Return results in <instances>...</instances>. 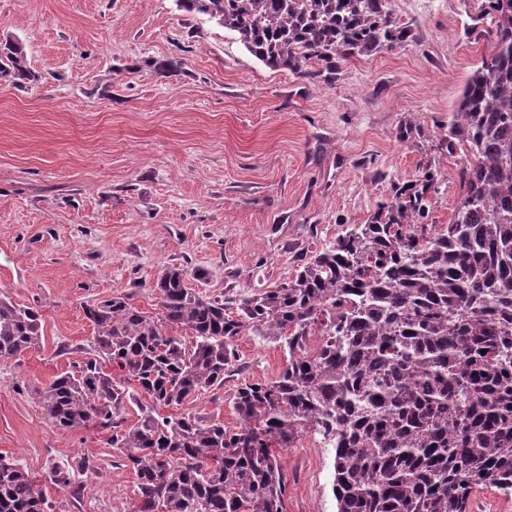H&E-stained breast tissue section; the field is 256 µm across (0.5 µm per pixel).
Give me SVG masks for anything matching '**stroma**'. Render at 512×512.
Listing matches in <instances>:
<instances>
[{"label": "stroma", "mask_w": 512, "mask_h": 512, "mask_svg": "<svg viewBox=\"0 0 512 512\" xmlns=\"http://www.w3.org/2000/svg\"><path fill=\"white\" fill-rule=\"evenodd\" d=\"M487 0H388L413 39L343 62L335 82L269 69L236 35L176 0H0V41H19L36 79L0 81V293L38 309L39 348L0 362V456L38 477L52 512H130L135 476L107 433L62 431L39 394L93 344L84 306L128 296L158 311L159 272L236 299L289 281L299 259L369 223L394 185L439 164L428 223H449L457 158L444 126L482 56ZM176 57L177 75L147 59ZM420 130L400 136L407 118ZM224 385L170 408L238 424L240 383L273 380L276 343L243 332ZM308 432L279 450L284 512H337L334 450ZM94 469L78 471L82 459ZM69 468L79 498L57 492Z\"/></svg>", "instance_id": "stroma-1"}]
</instances>
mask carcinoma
Wrapping results in <instances>:
<instances>
[{"label": "carcinoma", "mask_w": 512, "mask_h": 512, "mask_svg": "<svg viewBox=\"0 0 512 512\" xmlns=\"http://www.w3.org/2000/svg\"><path fill=\"white\" fill-rule=\"evenodd\" d=\"M176 2L234 32L267 67L317 64L327 82L341 62L411 38L386 0ZM482 18L493 52L465 83L444 138L460 156L450 223H423L440 180L429 166L393 187L369 223L305 255L290 281L238 298L235 315L189 285L199 274L173 266L157 277L153 317L122 296L85 306L93 355L57 376L40 404L58 429L110 433L136 477L134 512H284L275 449L308 430L335 450L338 512H469L479 488L512 493V0H487ZM0 80H36L11 39L0 45ZM246 330L280 343L286 366L240 384L238 426L158 413L224 385L232 341ZM43 336L38 311L0 296V361ZM130 405L138 413L127 426ZM49 478L80 493L68 470ZM0 512H51L37 478L2 456Z\"/></svg>", "instance_id": "cac0c4a2"}]
</instances>
